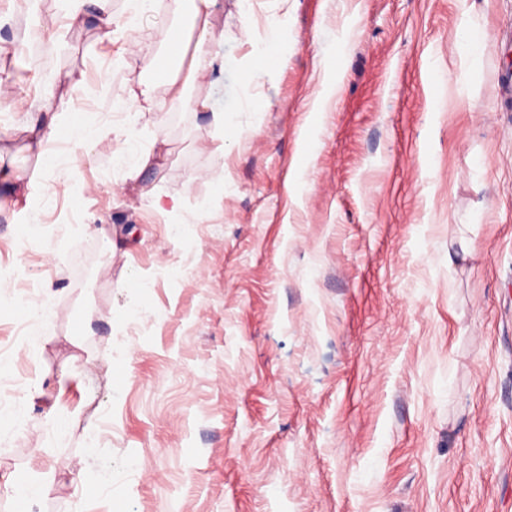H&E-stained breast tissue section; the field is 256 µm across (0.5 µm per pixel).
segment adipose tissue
I'll return each mask as SVG.
<instances>
[{
    "mask_svg": "<svg viewBox=\"0 0 512 512\" xmlns=\"http://www.w3.org/2000/svg\"><path fill=\"white\" fill-rule=\"evenodd\" d=\"M174 5L185 4L189 7L190 25L196 34L193 49H186L183 39L171 42L166 57L152 58V68L162 70L164 78L161 84L136 83L129 90V95L136 105L135 112L129 115L126 124L87 128L69 100L58 99L54 110L24 126L30 148L36 149L46 168L54 169L59 165L55 154L47 149L48 143L59 138L72 142H85L93 138H111L116 146L114 157L125 160L132 140L130 130L132 123L146 114L158 112L165 102L180 103L185 99L187 84L209 76L214 60L210 46L218 36L214 23V4L216 0H172Z\"/></svg>",
    "mask_w": 512,
    "mask_h": 512,
    "instance_id": "obj_1",
    "label": "adipose tissue"
}]
</instances>
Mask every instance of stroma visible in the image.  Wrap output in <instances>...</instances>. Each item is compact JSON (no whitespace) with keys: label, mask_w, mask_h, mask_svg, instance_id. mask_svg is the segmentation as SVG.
Segmentation results:
<instances>
[{"label":"stroma","mask_w":512,"mask_h":512,"mask_svg":"<svg viewBox=\"0 0 512 512\" xmlns=\"http://www.w3.org/2000/svg\"><path fill=\"white\" fill-rule=\"evenodd\" d=\"M69 5L0 0V78L27 59L0 127L61 95L92 128L125 116L188 25L113 0L133 53L122 31L43 29ZM215 14L212 76L132 128L166 140L143 179L177 214L111 139L51 143L66 179L23 136L0 145L46 207L27 235L0 206V405L23 413L0 423V512L21 479L47 488L32 512H512V0ZM35 298L48 345L25 331ZM157 165V156L153 147L140 151L129 166L128 179L140 185L139 193L143 199L150 202L154 209L161 213H174L181 209V199L178 196H161L155 193L154 188L138 183V178L144 171Z\"/></svg>","instance_id":"obj_1"}]
</instances>
